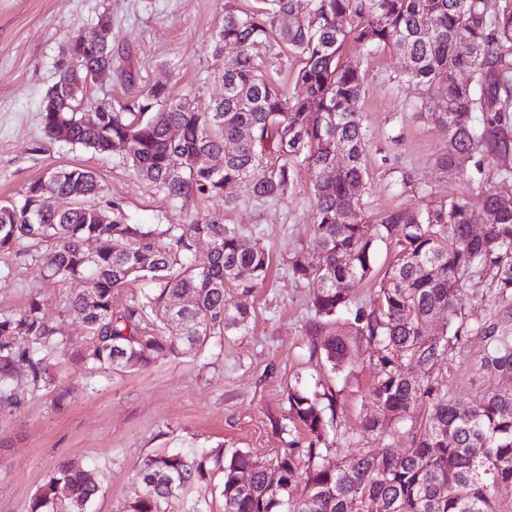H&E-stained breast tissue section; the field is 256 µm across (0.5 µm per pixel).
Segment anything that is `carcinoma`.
<instances>
[{"label":"carcinoma","mask_w":512,"mask_h":512,"mask_svg":"<svg viewBox=\"0 0 512 512\" xmlns=\"http://www.w3.org/2000/svg\"><path fill=\"white\" fill-rule=\"evenodd\" d=\"M296 0H260L255 9L224 12L217 48L237 47L224 63V96L202 110L191 95L170 98L156 83L110 112L85 114L89 72L112 80V45L77 49L73 35L57 64V79L41 103L42 135L53 142L118 154L157 194L180 206L188 224H129L106 198L91 171L55 168L25 186L20 198L0 203V253L40 252L39 277L61 286L87 282L66 298L61 321L46 318L32 298L19 312L0 316V399L16 400L14 369L25 366L33 383H50L48 356L66 344L63 322L79 319L88 336L82 361L97 371L146 365L160 355L196 352L212 338L246 330L254 293L265 283L270 251L257 230L192 212L194 202L242 185L249 198L276 200L288 193L302 168L313 186L312 232L321 248L315 264L296 254L282 259L288 275L320 283L311 300L312 353L342 369L349 345L320 336L329 318L348 314L357 336L374 349L377 412L365 420L371 433L405 434L402 455H357L330 460L320 445L336 425L299 385L288 388L290 421L310 437L291 440L273 463L248 451L215 448L197 455L161 450L140 466L141 495L123 512H169L173 493L183 496L222 476L224 512H512L495 504V489L512 485V388L486 391L462 404L441 388L434 373L469 338L482 344L479 371L512 376V209L486 191L475 204L457 196L433 208L395 211L375 224L347 218L354 190L365 189L368 142L358 104L364 93L361 65L344 64L351 41L370 53L390 48L403 60L404 76L429 89L446 86L434 121L448 136L440 165L459 154H507L512 149V0H309L307 14L290 27ZM346 16L345 29L336 18ZM466 42V56L456 52ZM303 57L294 70L302 94L286 96L271 75L281 53ZM472 72L474 86L455 72ZM78 83L72 96L59 89ZM233 143L228 150L224 142ZM343 156V163L336 161ZM220 156L223 168L204 167ZM275 164H269V159ZM72 200L65 210H44L42 199ZM490 218L479 233L482 213ZM397 237L370 310L355 307L350 287L374 263L375 244ZM208 240L200 256L195 242ZM148 279L153 288L116 312L114 292ZM482 286L490 304L480 315L464 312L465 286ZM232 289L233 300L226 298ZM185 295L193 303L183 308ZM437 321L433 335L428 324ZM418 366L414 376L409 366ZM251 476L248 486L240 475ZM98 485L87 472L63 464L34 497L30 512H87Z\"/></svg>","instance_id":"carcinoma-1"}]
</instances>
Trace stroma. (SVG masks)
Returning <instances> with one entry per match:
<instances>
[{
	"instance_id": "stroma-1",
	"label": "stroma",
	"mask_w": 512,
	"mask_h": 512,
	"mask_svg": "<svg viewBox=\"0 0 512 512\" xmlns=\"http://www.w3.org/2000/svg\"><path fill=\"white\" fill-rule=\"evenodd\" d=\"M255 0H0V202L19 197L24 186L48 169L82 167L96 174L109 199L120 204L133 224H182L186 217L153 192L121 156L99 154L41 133V102L55 82L56 65L69 36L90 33L100 16L112 21L109 42L117 66H130L131 80L113 75L94 85L90 105L126 102L155 83L171 97L193 95L208 106L224 94L219 76L236 49L214 53L225 10L247 11ZM343 61L360 63L365 91L359 112L368 129L366 189L358 212L375 221L402 208L435 207L466 195L479 199L491 189L512 198V155L465 156L451 169L438 159L448 138L430 115L441 104L440 89L425 91L406 81L402 61L392 50L362 52L347 43ZM203 215L228 224L258 227L273 264L254 296L246 331L213 339L199 355L163 356L144 366L94 372L78 353L86 336L81 323H66L67 343L49 360L53 382L33 386L26 369L11 381L18 402L0 407V512H29L34 495L65 463L87 470L100 485L89 512H121L141 492L135 472L161 449L224 446L271 461L286 438L306 442L303 432L282 433L287 394L301 385L312 395L334 394L338 435L326 446L332 458L360 453H404L407 437L362 430L375 407L370 395L377 375L370 346L344 318L326 324L329 334L350 345L343 371L332 370L310 353L306 326L314 281L295 282L280 262L303 254L317 262L320 249L310 230L314 222L310 175L300 170L287 195L272 202L248 198L232 184L223 196L196 201ZM83 283L59 287L38 276V256L0 253V315L39 297L45 315L57 318L67 294ZM480 344L455 351L436 373L449 393L472 400L487 390L512 386V379L478 374ZM65 402H57L62 390Z\"/></svg>"
}]
</instances>
